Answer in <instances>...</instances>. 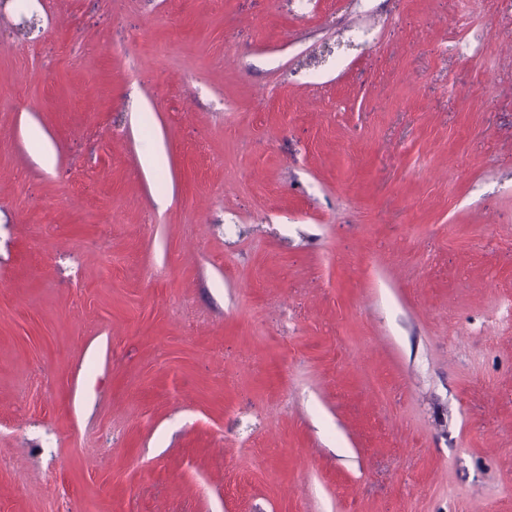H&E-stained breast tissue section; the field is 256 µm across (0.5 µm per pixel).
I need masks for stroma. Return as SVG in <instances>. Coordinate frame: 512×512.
Returning <instances> with one entry per match:
<instances>
[{"mask_svg":"<svg viewBox=\"0 0 512 512\" xmlns=\"http://www.w3.org/2000/svg\"><path fill=\"white\" fill-rule=\"evenodd\" d=\"M511 302L512 0L0 6V512H512Z\"/></svg>","mask_w":512,"mask_h":512,"instance_id":"obj_1","label":"stroma"}]
</instances>
